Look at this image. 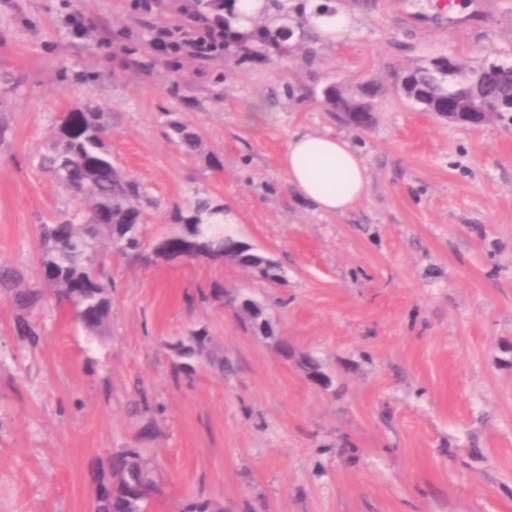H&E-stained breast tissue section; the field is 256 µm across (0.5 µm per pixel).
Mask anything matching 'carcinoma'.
Returning <instances> with one entry per match:
<instances>
[{
	"label": "carcinoma",
	"mask_w": 512,
	"mask_h": 512,
	"mask_svg": "<svg viewBox=\"0 0 512 512\" xmlns=\"http://www.w3.org/2000/svg\"><path fill=\"white\" fill-rule=\"evenodd\" d=\"M499 74L486 86L503 110L512 109V63L498 62ZM482 69L460 64L444 82L432 78V67L414 73L417 87L432 101L465 96L481 80ZM172 132L183 151L195 157L200 152L199 136L186 126L173 123ZM110 130L102 112H71L54 131L45 152L38 157L40 170L53 177L60 187L78 198L82 207L57 216L39 227L40 269L44 287L25 288L18 274L0 266V297L9 301L19 315L16 327L24 336H37L29 317L38 309L46 294L70 307L75 321L89 334L106 332L112 315V289L103 266L88 263L87 253L100 240L126 256L144 251L141 226L148 215L139 205L143 186L118 169H112V155L107 141ZM224 210L211 198H194L172 213L175 229L158 238L157 243H174L180 237L206 241L212 253L221 256L224 245L235 238L222 224L207 220ZM254 277L267 282L282 280L280 268L272 260L256 268ZM171 352L182 358L203 360L219 368L226 367L224 354L209 331L200 327L184 340L168 344ZM152 483L160 487L156 470L141 448L121 449L112 454L108 467L95 478L93 512H147V502L140 499L137 487ZM220 505L209 500H193L182 505L181 512H220Z\"/></svg>",
	"instance_id": "1"
}]
</instances>
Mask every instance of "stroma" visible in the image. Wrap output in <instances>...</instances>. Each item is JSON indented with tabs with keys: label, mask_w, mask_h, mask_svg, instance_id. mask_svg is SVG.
Returning a JSON list of instances; mask_svg holds the SVG:
<instances>
[{
	"label": "stroma",
	"mask_w": 512,
	"mask_h": 512,
	"mask_svg": "<svg viewBox=\"0 0 512 512\" xmlns=\"http://www.w3.org/2000/svg\"><path fill=\"white\" fill-rule=\"evenodd\" d=\"M130 0H0V265L41 282L39 226L78 201L36 161L61 117L105 113L114 162L146 189L148 239L175 206L210 197L282 280L206 259L112 254V317L84 332L50 299L17 335L0 299V512H90L94 475L144 448L161 476L150 512L206 498L224 512H512V116L436 119L399 75L454 56L512 62V0H319L353 21L341 41L311 34L309 0H272L261 28L280 45L255 65L228 52L167 70ZM84 13L88 38L65 16ZM370 83L371 124L353 127L326 87ZM261 104L262 124L243 114ZM198 133L190 157L169 128ZM296 131L344 137L365 158L367 194L324 215L280 166ZM260 302L274 333L211 300ZM206 327L235 366L176 375L169 342ZM318 357L311 384L279 340Z\"/></svg>",
	"instance_id": "stroma-1"
}]
</instances>
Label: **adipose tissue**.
I'll return each instance as SVG.
<instances>
[{
	"instance_id": "ef3b65f1",
	"label": "adipose tissue",
	"mask_w": 512,
	"mask_h": 512,
	"mask_svg": "<svg viewBox=\"0 0 512 512\" xmlns=\"http://www.w3.org/2000/svg\"><path fill=\"white\" fill-rule=\"evenodd\" d=\"M280 164L295 195L324 214H344L364 197L367 167L344 139L295 133L289 136Z\"/></svg>"
}]
</instances>
